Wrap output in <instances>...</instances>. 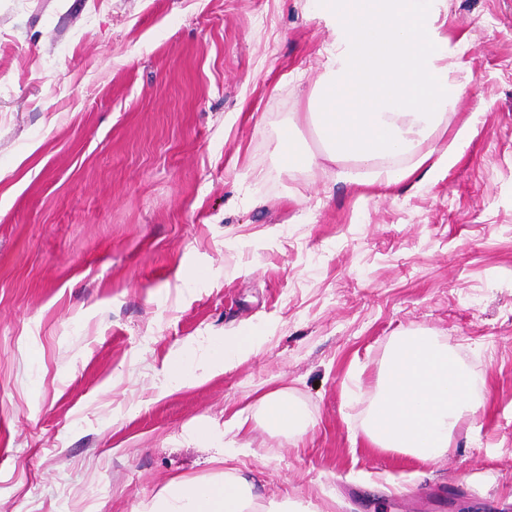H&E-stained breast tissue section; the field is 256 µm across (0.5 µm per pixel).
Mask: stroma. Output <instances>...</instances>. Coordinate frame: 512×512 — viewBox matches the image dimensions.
I'll use <instances>...</instances> for the list:
<instances>
[{
  "instance_id": "stroma-1",
  "label": "stroma",
  "mask_w": 512,
  "mask_h": 512,
  "mask_svg": "<svg viewBox=\"0 0 512 512\" xmlns=\"http://www.w3.org/2000/svg\"><path fill=\"white\" fill-rule=\"evenodd\" d=\"M435 7L467 93L389 185L322 157L309 0H0V512H141L242 444L267 508L512 512V0ZM245 326L248 361L171 389ZM400 336L477 404L426 464L365 431ZM274 388L301 439L263 424ZM281 160L286 168H296L311 163V158L304 156L297 148L291 135V125H286L280 135ZM262 419L266 427L287 432L292 435H303L312 426L307 411L294 402L283 390L265 393L260 399Z\"/></svg>"
}]
</instances>
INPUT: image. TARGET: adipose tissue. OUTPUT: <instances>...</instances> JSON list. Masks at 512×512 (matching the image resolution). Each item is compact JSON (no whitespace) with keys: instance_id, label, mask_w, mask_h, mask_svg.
<instances>
[{"instance_id":"1","label":"adipose tissue","mask_w":512,"mask_h":512,"mask_svg":"<svg viewBox=\"0 0 512 512\" xmlns=\"http://www.w3.org/2000/svg\"><path fill=\"white\" fill-rule=\"evenodd\" d=\"M314 13L336 32L309 94L324 159L348 162L343 176L352 183L362 169L378 166L388 183H400L408 172L396 159L425 141L468 87L445 63L433 0H314ZM253 348L254 332L246 329L213 343L200 371L187 374L179 362L166 374L178 386L190 378L203 382L244 363ZM260 405L268 428L301 435L312 425L283 390L265 393ZM474 408L469 377L447 349L425 336L405 337L387 359L368 436L379 447L433 461L447 453L454 428ZM150 512H259V506L251 484L228 467L218 482L171 481Z\"/></svg>"}]
</instances>
